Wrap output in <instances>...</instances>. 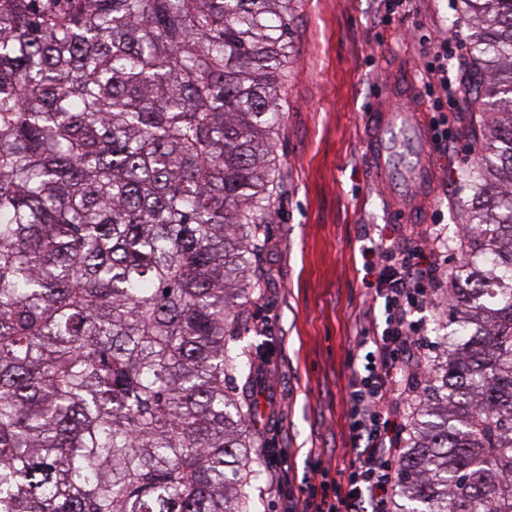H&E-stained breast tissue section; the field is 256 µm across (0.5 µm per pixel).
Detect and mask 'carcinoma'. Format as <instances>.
Instances as JSON below:
<instances>
[{
	"label": "carcinoma",
	"mask_w": 512,
	"mask_h": 512,
	"mask_svg": "<svg viewBox=\"0 0 512 512\" xmlns=\"http://www.w3.org/2000/svg\"><path fill=\"white\" fill-rule=\"evenodd\" d=\"M494 114L402 512H512V0H461ZM296 0H0V512H247L226 383Z\"/></svg>",
	"instance_id": "carcinoma-1"
}]
</instances>
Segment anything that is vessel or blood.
I'll list each match as a JSON object with an SVG mask.
<instances>
[{"instance_id":"1","label":"vessel or blood","mask_w":512,"mask_h":512,"mask_svg":"<svg viewBox=\"0 0 512 512\" xmlns=\"http://www.w3.org/2000/svg\"><path fill=\"white\" fill-rule=\"evenodd\" d=\"M389 95L404 101V108L378 105L368 113L369 151L376 183L392 204L393 222L421 224L425 221L422 201L433 185L428 164V121L421 105L412 102L403 86H390Z\"/></svg>"}]
</instances>
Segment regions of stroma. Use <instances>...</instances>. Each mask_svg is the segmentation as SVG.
I'll use <instances>...</instances> for the list:
<instances>
[{"mask_svg":"<svg viewBox=\"0 0 512 512\" xmlns=\"http://www.w3.org/2000/svg\"><path fill=\"white\" fill-rule=\"evenodd\" d=\"M471 26L459 0H412L409 13L391 16L384 0L297 2L274 147L278 171L252 262L257 287L229 343L241 362L229 384L252 405L250 512H287V497L270 487L266 451L298 479L313 458L335 472L350 459V360L378 281L375 245L394 234L389 202L371 176L366 114L401 72L412 94L423 96L427 40L465 39ZM449 123L462 141L430 153L426 213L441 215L453 258L475 200L474 157L460 146L471 143L476 116L461 111Z\"/></svg>","mask_w":512,"mask_h":512,"instance_id":"obj_1","label":"stroma"}]
</instances>
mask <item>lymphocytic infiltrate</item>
<instances>
[{"mask_svg":"<svg viewBox=\"0 0 512 512\" xmlns=\"http://www.w3.org/2000/svg\"><path fill=\"white\" fill-rule=\"evenodd\" d=\"M458 46L455 39L442 41L424 68L430 139L438 151L448 148V114L458 104L445 71ZM377 250L381 273L376 303L363 313L358 332L362 353L353 360L347 391L352 457L336 476L315 464L291 494L290 512H394L409 409L431 368V347L422 337L417 314L434 305L452 270L441 235L430 227L397 225L395 237Z\"/></svg>","mask_w":512,"mask_h":512,"instance_id":"obj_1","label":"lymphocytic infiltrate"}]
</instances>
